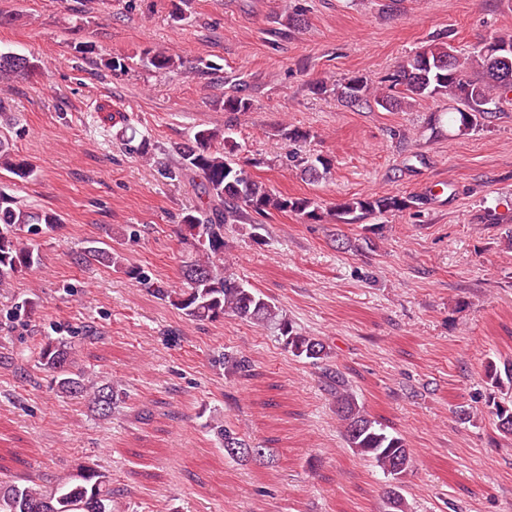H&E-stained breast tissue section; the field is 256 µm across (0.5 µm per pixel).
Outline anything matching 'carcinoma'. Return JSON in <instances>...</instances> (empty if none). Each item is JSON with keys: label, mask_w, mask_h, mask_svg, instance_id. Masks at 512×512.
<instances>
[{"label": "carcinoma", "mask_w": 512, "mask_h": 512, "mask_svg": "<svg viewBox=\"0 0 512 512\" xmlns=\"http://www.w3.org/2000/svg\"><path fill=\"white\" fill-rule=\"evenodd\" d=\"M146 56L147 64L157 71L174 72L182 66L180 58L167 51H148ZM40 68V61L34 57L0 53V76L30 78ZM371 95L386 110L410 99L446 98L450 102L448 111L436 121L447 122L448 132L457 135L478 130L491 113L488 105L512 103V35H493L475 45L468 55L459 56L448 42V35L438 34L404 59L382 79V84L375 86L369 78L354 75L336 87L337 100L345 106L357 105ZM223 107L230 115L224 127L194 130L187 142L174 147L178 156L175 163L158 162V172L166 179L176 181L194 174L201 177V182L197 185L200 203L180 219L182 286L172 289L158 285L154 292L192 320L215 322L234 316L270 330L294 357L322 362L330 357V351L319 338L299 332L273 299L249 287L226 267L224 225L249 221L253 213L268 216L274 212L292 213L306 224L362 225L369 219L411 210L421 203V198L371 194L345 198L327 208L308 197L277 192L252 176L249 162L231 159L238 149L233 138L238 119L252 111V100L234 91L224 94ZM278 133L290 146L288 161L301 175L316 181L330 169L328 159L295 148L307 139V132L282 124ZM0 171L21 181L31 174L30 165L2 141ZM479 220L482 224L504 225L505 241L512 244L511 214L487 209ZM60 223V215L31 211L0 192L1 289L40 264L38 249L23 239L21 232L36 235L42 228L53 229ZM82 260L117 267L121 263V257L112 249L100 247L88 248ZM40 360L44 369L55 374L60 393L85 399L102 416L112 413L118 391L111 385L88 386L81 376L72 373L71 352L65 343H46ZM482 372L486 384L500 394L499 400L493 401L497 428L511 438L512 358L497 362L488 357L482 363ZM326 387L336 402L348 447L388 479L381 495V512H409L404 483L414 462L405 439L369 416L339 372H329ZM213 429L224 456L238 461L257 459L251 444L231 423L217 421ZM0 512H113L111 477L81 468L50 487L35 483L0 485Z\"/></svg>", "instance_id": "cac0c4a2"}]
</instances>
